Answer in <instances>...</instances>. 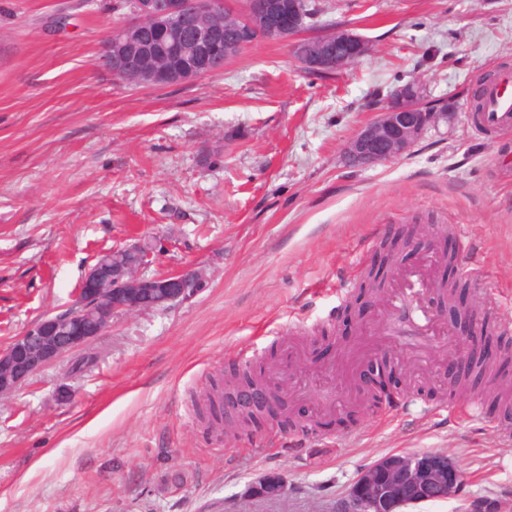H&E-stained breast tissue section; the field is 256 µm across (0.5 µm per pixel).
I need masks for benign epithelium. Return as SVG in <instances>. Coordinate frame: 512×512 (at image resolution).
Returning a JSON list of instances; mask_svg holds the SVG:
<instances>
[{
	"label": "benign epithelium",
	"mask_w": 512,
	"mask_h": 512,
	"mask_svg": "<svg viewBox=\"0 0 512 512\" xmlns=\"http://www.w3.org/2000/svg\"><path fill=\"white\" fill-rule=\"evenodd\" d=\"M226 0H131L128 18L112 30L98 59L112 76L132 85L168 86L224 69L240 50L258 38L279 41L290 49L305 41L307 53L297 57L311 73L345 69L368 52V42L351 28H340L306 40L299 8L285 9L281 0H245L234 14L232 32L224 33ZM424 87L410 82L393 89L378 117L360 127L344 154L353 166H370L400 157L436 126L445 113L425 108ZM186 270L145 277L140 267L114 263L91 267L82 277L76 303L53 317L46 316L6 349L0 351V395H8L67 354L85 348L112 326V317L152 306L168 308L192 300L207 286L201 270L192 282ZM112 283L110 305L93 307ZM464 325L468 353L491 354L480 342L479 319L449 308ZM284 397L265 383L233 388L224 394L230 412L256 418L269 414ZM462 474L443 453L392 454L363 470L351 489L344 512H400L403 507L442 501L460 488ZM281 491L276 476H266L252 492L275 496Z\"/></svg>",
	"instance_id": "benign-epithelium-1"
}]
</instances>
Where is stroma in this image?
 <instances>
[{
    "label": "stroma",
    "instance_id": "obj_1",
    "mask_svg": "<svg viewBox=\"0 0 512 512\" xmlns=\"http://www.w3.org/2000/svg\"><path fill=\"white\" fill-rule=\"evenodd\" d=\"M121 0H0V350L71 307L97 257L141 236L162 250L145 276L197 268L208 285L165 310L118 314L67 374L60 361L0 396V512H341L360 472L396 453H445L457 496L512 512V418L442 411L449 324L426 358L387 341L388 311L349 324L345 301L377 244L402 226L449 232L481 276L460 290L512 349V134L475 128L469 101L512 68V0H314L308 32L354 29L371 46L343 71L305 72L283 43L245 46L224 70L165 87L99 67ZM423 82L448 117L399 159L349 165L344 148L390 91ZM498 291L483 310L485 289ZM341 346L309 355L302 334ZM408 382L371 405L346 392L364 340ZM284 388L309 433L261 423L206 431L194 402L236 367ZM279 476L278 496H251Z\"/></svg>",
    "mask_w": 512,
    "mask_h": 512
}]
</instances>
